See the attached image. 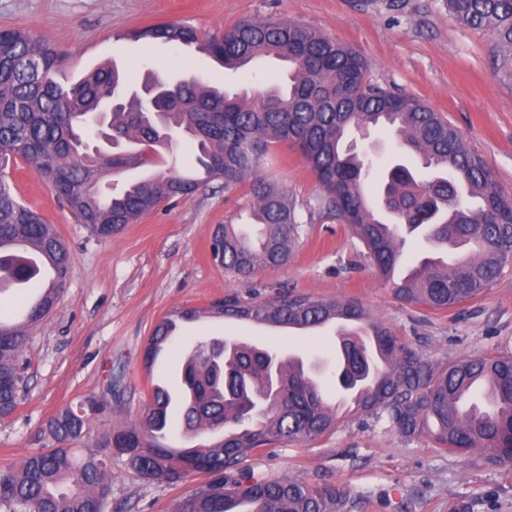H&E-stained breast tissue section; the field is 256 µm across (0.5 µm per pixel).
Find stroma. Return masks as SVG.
Listing matches in <instances>:
<instances>
[{"instance_id":"35a3bbf8","label":"stroma","mask_w":512,"mask_h":512,"mask_svg":"<svg viewBox=\"0 0 512 512\" xmlns=\"http://www.w3.org/2000/svg\"><path fill=\"white\" fill-rule=\"evenodd\" d=\"M267 18L317 29L352 47L368 65V80L419 99L456 126L512 197V82L493 69L489 33L459 25L446 0H0V27L28 30L71 51V80L113 60L134 86L150 71L198 74L229 89L280 83L285 74L273 62L229 74L182 45L147 47L128 37L170 20L220 35L239 21ZM274 153L278 160L265 175L286 192L304 232L286 266L247 277L227 272L212 254L214 230L236 222L243 206L219 184L163 203L112 238L99 239L58 204L40 177L23 167L11 171L15 194L54 224L71 265L56 307L29 330L27 385L16 412L0 419V469L36 449V431L60 406L100 394L108 374L122 376L120 394L112 399L111 418L92 421L91 441L138 418L146 385L155 378L175 385L174 366L203 334L330 362L334 335L260 334L245 322L204 319L182 324L161 363L145 371L143 350L162 318L230 294L263 300L290 290L353 298L437 359L512 352V274L457 309L399 303L347 225L314 212L321 188L299 154L284 146ZM250 465L271 477L343 486L352 512H451L474 501L484 512H512V469L478 452L450 455L428 439L406 440L361 414L342 418L330 439L276 445ZM203 480L197 474L177 484L150 482L116 460L105 512H174Z\"/></svg>"}]
</instances>
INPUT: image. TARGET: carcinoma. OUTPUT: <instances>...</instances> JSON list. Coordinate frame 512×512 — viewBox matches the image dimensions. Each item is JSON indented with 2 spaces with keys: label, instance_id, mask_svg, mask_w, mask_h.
Instances as JSON below:
<instances>
[{
  "label": "carcinoma",
  "instance_id": "carcinoma-1",
  "mask_svg": "<svg viewBox=\"0 0 512 512\" xmlns=\"http://www.w3.org/2000/svg\"><path fill=\"white\" fill-rule=\"evenodd\" d=\"M455 21L493 38L495 68L512 80V0H448ZM150 44L196 48L237 71L272 58L288 64V83L230 93L200 75L173 78L151 73L161 86L155 109L140 108L141 91L128 89L119 69L103 64L76 83L52 79L69 51L20 28H0V160L20 161L43 177L79 223L107 239L136 223L162 202L189 196L211 182L247 198L244 208L258 229L250 235L226 224L212 251L224 269L250 274L288 263L304 231L285 193L263 176L273 147L296 148L317 178L323 205L349 227L382 281L402 303L453 309L493 286L512 268V197L502 194L484 160L460 131L430 107L365 78L364 59L320 31L277 19L241 21L221 36L202 38L189 25L167 22L132 33ZM126 91L121 110L107 114L114 152L90 147L91 119L116 91ZM390 132L396 155L383 169L352 147L356 135ZM191 142L203 176L165 167L162 151L174 139ZM154 168L129 183L117 180L137 167ZM372 194L371 210L365 195ZM419 233L429 252L397 279L405 236ZM467 247L474 258L453 267L440 252ZM70 265L55 227L14 194L0 169V287L38 289L22 323L0 320V417L17 408L25 375L27 328L57 305ZM239 321L273 318L317 326L331 315L357 323L336 346L331 379L336 389L367 383L356 412L384 421L407 440L427 437L450 454L482 451L512 466V353L488 352L454 361L412 348L353 299L324 300L280 293L263 301L236 295L206 308L176 313ZM173 316L154 327L143 354L153 372L171 341ZM375 337L373 354L357 336ZM219 338L197 339L178 366L181 390L147 394L139 420L102 435L110 449L81 452L91 422L102 419L121 377L108 378L101 394L66 404L37 432L41 446L14 467L0 470V504L9 512H101L112 479V457L144 478L174 484L198 472L206 481L181 499L175 512H351L349 493L331 483L268 477L247 466L275 444L316 442L336 433L340 419L321 380L300 357L271 345L233 340L223 372L211 365ZM486 384L494 407L463 409L457 400ZM191 439L222 433L220 442L171 448L164 432L172 406Z\"/></svg>",
  "mask_w": 512,
  "mask_h": 512
}]
</instances>
